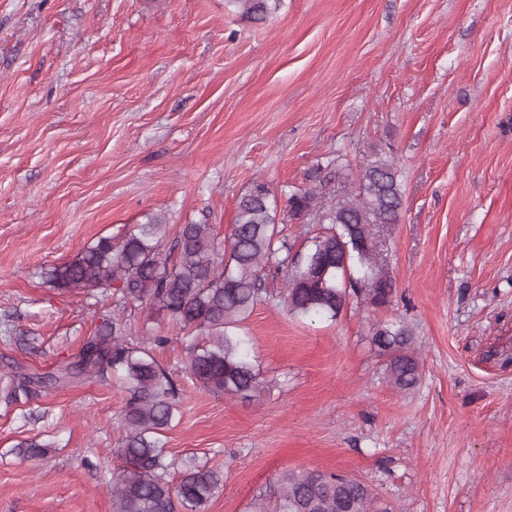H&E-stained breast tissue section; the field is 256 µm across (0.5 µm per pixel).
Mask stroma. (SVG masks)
Wrapping results in <instances>:
<instances>
[{
    "instance_id": "stroma-1",
    "label": "stroma",
    "mask_w": 512,
    "mask_h": 512,
    "mask_svg": "<svg viewBox=\"0 0 512 512\" xmlns=\"http://www.w3.org/2000/svg\"><path fill=\"white\" fill-rule=\"evenodd\" d=\"M379 158L403 194L373 228L393 301L258 305L260 396L204 390L168 319L132 312V335L172 338L165 452L222 474L206 512H250L286 469L357 475L389 512H512V0H282L262 22L228 0H0V373L70 361L111 309L42 277L99 237L158 215L164 247L181 224L224 240L263 182L303 253L322 227L289 197ZM396 320L423 364L409 392L371 342ZM123 399L91 379L0 400V512H112Z\"/></svg>"
}]
</instances>
